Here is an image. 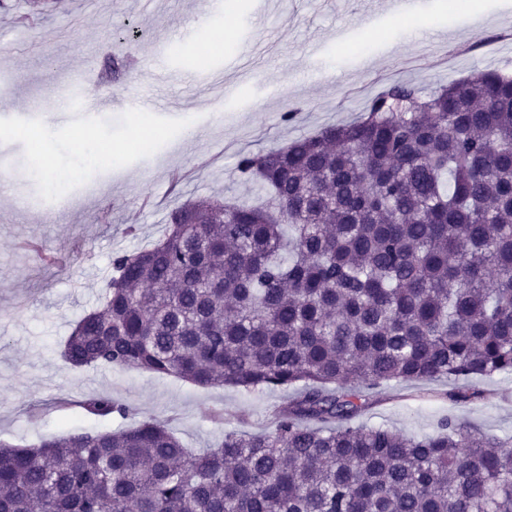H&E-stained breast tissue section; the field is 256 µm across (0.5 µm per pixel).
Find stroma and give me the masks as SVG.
Masks as SVG:
<instances>
[{
  "label": "stroma",
  "mask_w": 512,
  "mask_h": 512,
  "mask_svg": "<svg viewBox=\"0 0 512 512\" xmlns=\"http://www.w3.org/2000/svg\"><path fill=\"white\" fill-rule=\"evenodd\" d=\"M0 8V80L16 85L0 98V154L11 163L0 186V441L17 446L46 436L116 430L151 417L199 450L225 432L273 430L271 415L293 389L201 388L172 377L122 367H76L62 356L84 312L102 297L112 255L160 239L168 211L197 198L257 204L256 188L240 184V152L283 147L323 127L353 120L390 81L427 89L473 69L512 74V0H480L481 14L442 12L439 0H418L443 13L442 31L420 41L401 38L389 0H60L29 37L15 40L11 21L22 0ZM224 35L214 50L211 36ZM334 61V73L323 72ZM106 73L93 94L152 100L156 108L91 110L52 122L57 89L77 73ZM220 72L235 88L192 81ZM298 115L283 123L286 108ZM164 134L151 150L134 145V124ZM52 126L59 167L77 170L65 185L70 217L57 221L40 206L45 169L24 129ZM122 145L121 161L81 169L78 139ZM21 239L44 252L69 250L64 267L18 251ZM480 399L450 404L451 381L439 378L375 390L360 417L406 435L434 432L454 415L482 431L512 434V373L474 379ZM105 393L127 416L99 419L80 406Z\"/></svg>",
  "instance_id": "1"
}]
</instances>
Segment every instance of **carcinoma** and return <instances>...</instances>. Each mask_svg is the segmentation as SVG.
I'll return each instance as SVG.
<instances>
[{"label": "carcinoma", "instance_id": "1", "mask_svg": "<svg viewBox=\"0 0 512 512\" xmlns=\"http://www.w3.org/2000/svg\"><path fill=\"white\" fill-rule=\"evenodd\" d=\"M237 171L270 204L171 210L162 238L115 253L63 357L294 387L274 430L198 454L153 419L0 442V512H512V436L452 415L412 437L354 424L383 384L512 372V75L391 84ZM83 408L128 413L105 394Z\"/></svg>", "mask_w": 512, "mask_h": 512}]
</instances>
